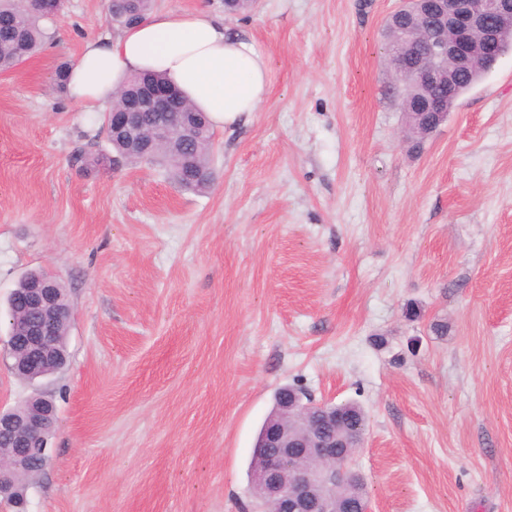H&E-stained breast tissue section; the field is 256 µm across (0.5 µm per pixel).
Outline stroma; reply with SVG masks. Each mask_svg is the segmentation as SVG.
<instances>
[{"label":"stroma","mask_w":512,"mask_h":512,"mask_svg":"<svg viewBox=\"0 0 512 512\" xmlns=\"http://www.w3.org/2000/svg\"><path fill=\"white\" fill-rule=\"evenodd\" d=\"M399 3L225 16L270 84L215 131L202 191L98 164L102 117L56 87L115 34L109 0H68L53 44L0 72V351L28 270L73 312L61 371L0 363V408L37 391L57 408L28 512H244L286 384L365 411L371 512H512V51L409 153L382 34Z\"/></svg>","instance_id":"1"}]
</instances>
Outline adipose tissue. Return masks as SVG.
Segmentation results:
<instances>
[{
	"label": "adipose tissue",
	"instance_id": "obj_1",
	"mask_svg": "<svg viewBox=\"0 0 512 512\" xmlns=\"http://www.w3.org/2000/svg\"><path fill=\"white\" fill-rule=\"evenodd\" d=\"M145 71L165 75L222 129L255 112L269 87L267 58L251 38L229 35L222 17L153 10L115 36L84 42L69 71L68 100L98 114L129 76Z\"/></svg>",
	"mask_w": 512,
	"mask_h": 512
}]
</instances>
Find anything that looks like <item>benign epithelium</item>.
Wrapping results in <instances>:
<instances>
[{
  "label": "benign epithelium",
  "mask_w": 512,
  "mask_h": 512,
  "mask_svg": "<svg viewBox=\"0 0 512 512\" xmlns=\"http://www.w3.org/2000/svg\"><path fill=\"white\" fill-rule=\"evenodd\" d=\"M62 2L32 0V5L58 20ZM407 11L415 12L421 22L434 23L442 37L428 43L402 38L390 63L394 89L399 91L412 81L428 90L418 100L417 110L438 125L448 119L458 101V73L477 58L490 71L502 57L501 35L512 33V0H404L400 12ZM178 97L180 93L170 85H148L125 105L112 108V128L133 149L158 153L181 131L167 123L148 134L139 124V113L167 114ZM18 304L37 309L40 315L33 321L21 316L13 322L7 341L9 369L20 378L34 380L64 364V354L56 344L57 329L72 310L60 307L56 280L48 272L21 290ZM27 402L22 414L0 410V440L14 448L11 454L0 456V497L10 500L18 512H27V489L32 481L24 476L31 471L30 455L48 456V437L57 423L50 398L35 395ZM275 411L292 417L294 428L277 423L267 426L263 470L253 479L259 498L270 512H338L337 490L353 473L336 448H357L362 436L348 434L336 442L324 441L323 429L338 425L336 405L307 401L293 387L278 392ZM302 458L308 467L297 466Z\"/></svg>",
  "instance_id": "7a95c632"
}]
</instances>
